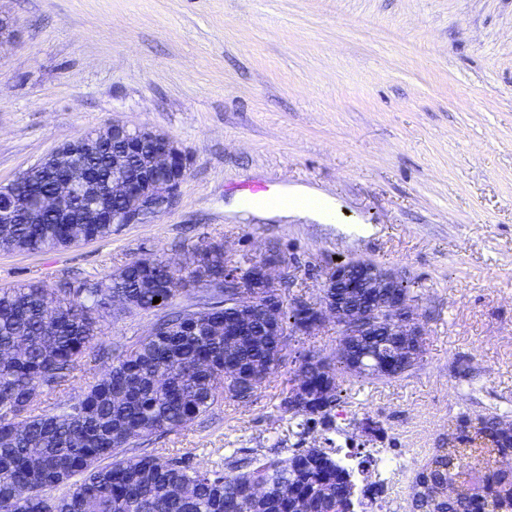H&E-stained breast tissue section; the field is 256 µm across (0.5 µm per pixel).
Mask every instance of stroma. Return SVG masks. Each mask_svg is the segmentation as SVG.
Wrapping results in <instances>:
<instances>
[{"label": "stroma", "instance_id": "obj_1", "mask_svg": "<svg viewBox=\"0 0 512 512\" xmlns=\"http://www.w3.org/2000/svg\"><path fill=\"white\" fill-rule=\"evenodd\" d=\"M1 15L14 36L0 46V187L113 121L168 134L192 162L176 204L147 223L0 251V287H76L220 243L234 262L277 255L311 303L335 260L381 265L423 313L418 365L385 383L346 378L332 426L278 411L283 372L127 455L221 471L341 434L359 453L411 455L406 487L457 420L512 416V0H0ZM255 183L316 191L334 218L233 208ZM158 318H102V359L40 409L75 402ZM461 358L472 384L454 374Z\"/></svg>", "mask_w": 512, "mask_h": 512}]
</instances>
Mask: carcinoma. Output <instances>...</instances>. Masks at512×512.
Masks as SVG:
<instances>
[{"label":"carcinoma","instance_id":"carcinoma-1","mask_svg":"<svg viewBox=\"0 0 512 512\" xmlns=\"http://www.w3.org/2000/svg\"><path fill=\"white\" fill-rule=\"evenodd\" d=\"M69 168L97 171L112 194L105 151L82 149ZM53 181L36 178L24 191L34 199ZM113 225L59 224L44 213L32 224H0V250L35 253L112 235ZM196 267L176 266L162 256L135 258L113 273L79 288L27 284L0 288V512H358L359 489L334 448H307L288 456L260 458L249 468L202 472L177 458L127 457L122 449L140 438L183 428L223 400L255 397L285 367L280 336L266 311H227L204 302L179 308L189 288L224 278V246L197 249ZM160 301L153 303V298ZM131 310H164L153 335L113 357L105 377L62 412L35 413L39 396L55 390L94 353L99 318L116 302ZM283 305L282 331L309 319L316 304ZM345 355L319 354L300 365L298 387L288 388L278 409L308 423L317 415L332 424L338 388L359 372L376 380L411 370L418 340L403 354L389 336H375L371 357L353 364L365 349L344 337ZM235 367L224 380V365ZM505 416L483 414L472 432L448 433L416 471L412 512H512V476L487 475L455 487L448 479L468 463L459 445L486 441L490 452L512 455V429ZM66 488L60 497L45 491Z\"/></svg>","mask_w":512,"mask_h":512}]
</instances>
